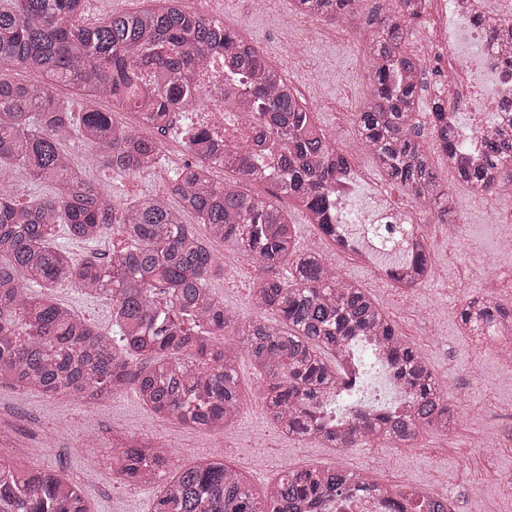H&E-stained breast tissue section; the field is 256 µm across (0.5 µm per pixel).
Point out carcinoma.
Segmentation results:
<instances>
[{
	"label": "carcinoma",
	"mask_w": 512,
	"mask_h": 512,
	"mask_svg": "<svg viewBox=\"0 0 512 512\" xmlns=\"http://www.w3.org/2000/svg\"><path fill=\"white\" fill-rule=\"evenodd\" d=\"M148 2L84 24L90 0H0V66L22 64L42 77L38 85L0 79V165L18 164L31 181L53 188L29 204L0 188V382L22 393L35 389L85 402L132 390L157 417L218 433L243 409L237 372L243 353L265 380L261 398L269 419L298 440L342 450L399 448L414 445L423 431L450 430L446 387L365 289L333 272L321 254L300 250L296 225L280 205L283 197L293 200L309 223L341 243L334 193L350 157L318 127L283 72L243 35L186 10L181 0ZM357 2L294 0L300 14L351 27L358 25ZM379 10L378 36L366 48L369 98L355 115V131L379 173L446 224L453 221V200L417 121V76L425 65L405 49L424 0H384ZM491 34L511 41L512 16L493 19ZM216 51L224 53V77L258 104L256 112L240 103L236 108L283 166L277 193L270 198L239 190L242 180L267 181L263 162L243 155L224 158V172L233 178L222 182L198 166L170 177L176 207L161 195L115 206L112 194L75 166L61 143L96 144L98 162L118 176L160 166L157 143L116 125L98 98L109 96L113 107L132 111L149 101L150 120L166 125L181 100L207 96L176 82L173 72ZM145 67L160 71L161 81L142 82ZM57 85L81 94L85 112L77 128L69 104L54 94ZM432 129V144L455 157L451 169L474 192L512 187V125L489 130L474 162L463 155L468 139L462 127L441 120ZM190 145L218 156L204 130L191 134ZM187 214L265 272L251 296L257 308L277 315L275 321L243 320L207 288L218 265L184 223ZM110 224L122 225L130 244L105 260H77L56 245L62 228L92 242ZM404 245V260L387 274L402 288H417L432 265L428 240L419 228ZM59 283L101 294L112 305V335L58 302L52 288ZM510 319L511 306L486 299L470 298L460 308L462 327L480 341L512 342ZM360 336L380 343L379 361L411 405L400 411L394 404H358L338 422L325 398L340 386L364 391L374 369L344 367ZM230 337L242 350L227 345ZM173 465L170 451L151 440L119 438L112 448L119 479L157 485L153 512H303L358 481L385 496L397 493L400 512H447L443 504L341 467L290 469L257 493L224 462ZM0 502L11 512H88L79 483L44 469H20L2 457Z\"/></svg>",
	"instance_id": "obj_1"
}]
</instances>
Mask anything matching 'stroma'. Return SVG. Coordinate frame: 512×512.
I'll list each match as a JSON object with an SVG mask.
<instances>
[{
  "instance_id": "1",
  "label": "stroma",
  "mask_w": 512,
  "mask_h": 512,
  "mask_svg": "<svg viewBox=\"0 0 512 512\" xmlns=\"http://www.w3.org/2000/svg\"><path fill=\"white\" fill-rule=\"evenodd\" d=\"M192 11L220 16L225 26L239 31L265 56L281 64L284 73L301 90L317 123L335 134L337 143L365 167L372 157L353 126V115L365 100L368 71L365 47L378 30V0H359L361 25L350 31L341 22L298 16L293 0H272L258 9L249 0H184ZM310 38L311 54L329 62V69L293 60L287 44ZM441 183L452 194L457 221L427 222L423 228L434 263L455 265L460 278L430 279L419 288L396 287L385 266L348 263L339 252L326 251L338 272L366 288L397 324L439 379L448 383V403L453 429L448 435L424 434L419 452L397 458L403 484L450 493L457 512H489L495 501L512 500V386L500 377L508 361L495 341H472L459 322L466 298L484 296L512 305V284L492 279L488 266L512 267V252L504 250L492 226L499 212L511 205L486 202L456 174L448 161L434 159ZM224 257V268L208 282L243 319L273 320L250 299L258 272L233 247L213 244ZM54 297L79 316L111 333L112 308L107 301L82 295L61 284ZM238 374L246 394L240 420L223 434L183 427L155 415L133 392L103 399L94 420L88 421L78 401L68 396H48L37 391L19 394L0 383V456L18 466L41 467L80 483L87 493L89 512H153L155 487L134 486L116 479L110 465L116 438H146L174 448V463L186 466L201 457L224 461L249 476L255 490H263L290 468L343 466L354 471L379 472L380 451L365 446L337 456L324 446L297 441L266 418L259 388L262 379L248 359H241ZM480 425L485 449L472 447V425Z\"/></svg>"
}]
</instances>
